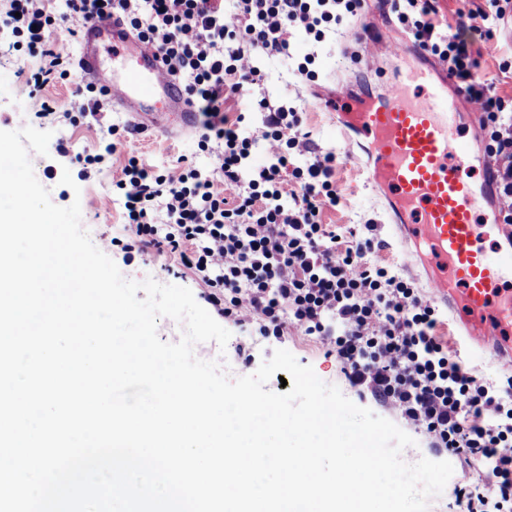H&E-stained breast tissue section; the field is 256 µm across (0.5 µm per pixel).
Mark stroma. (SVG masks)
<instances>
[{
    "label": "stroma",
    "mask_w": 512,
    "mask_h": 512,
    "mask_svg": "<svg viewBox=\"0 0 512 512\" xmlns=\"http://www.w3.org/2000/svg\"><path fill=\"white\" fill-rule=\"evenodd\" d=\"M385 21L382 11L368 6L346 26L334 42L314 48L305 41H297L296 52L303 55L316 52L313 65L317 73L315 80L289 73L285 63L273 61L269 64L270 79L267 92L272 103L290 102L303 114V128L309 133L311 147L315 152L334 151L339 159L336 166V182L341 188L342 198L338 205L325 210L323 221L357 231L371 229L380 247L374 257L378 261L401 269L398 250L387 236L383 226V212L375 193L364 181L358 169L345 160L346 145L336 129V86L331 77L334 73L352 75L351 95L354 102H363L368 97L381 93L386 86L380 79V62L366 58L360 73H353L354 55H365L364 41L353 38L352 33L364 28H378ZM481 58L477 76L480 80L495 83L500 95L512 96V76L502 73L498 64L501 59L512 56V29L501 28L496 35L480 45ZM39 54L12 49L8 39L0 35V130H18L32 126L51 131L47 155L30 153L29 158L36 179L50 191L51 201L65 207L72 202L81 205V224L94 244L112 237H123L122 211L112 202V186L118 179L124 158L128 152H136L147 165L160 167L176 162L178 157L194 156L197 145L192 134L168 138L151 133L129 136L112 157L96 168H84L76 162L77 154L98 153L107 127L114 123L128 124L129 116L117 111L111 104H104L101 120H84L70 124L63 114L78 87L77 79L71 78L49 85L42 91L53 110L52 115L36 116L28 112L25 100L16 98L15 85L26 83L41 66ZM70 170L75 181L68 187L60 182L63 170ZM122 275L129 280L142 281L153 278L162 284H176L189 288L195 300H202V287L191 278L169 267L167 261L151 255L126 252L122 247H112L107 252ZM231 337L226 347L208 341L196 344L197 358L217 362L229 378L254 373L263 360L269 359L278 349L290 351L300 364L311 366L316 375L326 384L337 386L341 392L358 406L373 411L376 415L396 420L397 415L389 406L375 401L371 395L361 394L344 375L335 354L326 346L299 332L276 339L252 333L245 328L230 326ZM440 335L447 337L448 345L463 364L478 377L500 385L512 381V370L503 367L489 355L468 350L452 328L440 324ZM415 444L410 450L417 459L450 461L454 472L449 485L441 495L429 502L428 512H465L455 499L452 488L478 481V468L464 460L449 458L447 453L434 449L430 438L419 430H411Z\"/></svg>",
    "instance_id": "stroma-1"
}]
</instances>
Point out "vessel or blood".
<instances>
[{"mask_svg":"<svg viewBox=\"0 0 512 512\" xmlns=\"http://www.w3.org/2000/svg\"><path fill=\"white\" fill-rule=\"evenodd\" d=\"M78 77L108 90L145 132L193 130L196 112L160 57L120 17L77 32ZM399 58L388 90L339 115L346 158L378 194L414 278L474 351L512 363V226L492 221L487 161L458 133L463 97L447 67L385 25L368 38ZM121 61L112 71L107 58ZM480 179L468 178V171Z\"/></svg>","mask_w":512,"mask_h":512,"instance_id":"obj_1","label":"vessel or blood"}]
</instances>
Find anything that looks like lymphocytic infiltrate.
<instances>
[{
	"label": "lymphocytic infiltrate",
	"mask_w": 512,
	"mask_h": 512,
	"mask_svg": "<svg viewBox=\"0 0 512 512\" xmlns=\"http://www.w3.org/2000/svg\"><path fill=\"white\" fill-rule=\"evenodd\" d=\"M0 0V28L43 64L26 87L36 114L40 92L66 78L70 56L50 40L91 20L121 15L162 59L200 115L201 167L186 158L154 168L129 155L116 201L130 248L174 263L205 290L214 313L261 335L294 330L332 346L349 382L388 404L438 449L480 464L475 485L454 489L467 512H512V390L472 374L441 336L437 309L413 282L375 260L370 236L324 223L340 201L336 154L313 152L297 108L229 115L227 100L262 85L274 58L313 77L314 54L297 40L336 36L363 0ZM435 0H393L391 12L412 40L445 64L481 114L502 223L512 224V97L475 78L480 41L512 18V0L459 11L456 26ZM267 160L252 162L256 150Z\"/></svg>",
	"instance_id": "f902f5d3"
}]
</instances>
